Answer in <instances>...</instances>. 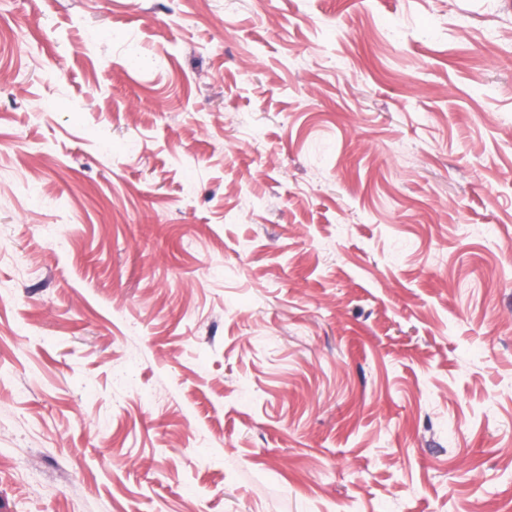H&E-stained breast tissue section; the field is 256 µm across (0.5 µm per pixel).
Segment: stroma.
<instances>
[{"label":"stroma","mask_w":512,"mask_h":512,"mask_svg":"<svg viewBox=\"0 0 512 512\" xmlns=\"http://www.w3.org/2000/svg\"><path fill=\"white\" fill-rule=\"evenodd\" d=\"M0 512H512V0H0Z\"/></svg>","instance_id":"stroma-1"}]
</instances>
